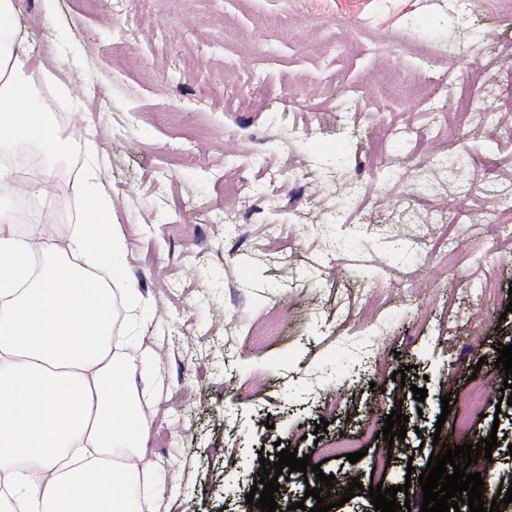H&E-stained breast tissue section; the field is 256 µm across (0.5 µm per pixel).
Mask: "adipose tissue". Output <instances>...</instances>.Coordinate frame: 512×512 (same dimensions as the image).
<instances>
[{"label":"adipose tissue","mask_w":512,"mask_h":512,"mask_svg":"<svg viewBox=\"0 0 512 512\" xmlns=\"http://www.w3.org/2000/svg\"><path fill=\"white\" fill-rule=\"evenodd\" d=\"M42 71L16 0H0V512H148L168 491L143 448L151 417L134 369L149 352L113 342H138L139 300L118 263L111 287L97 277L127 252L112 197L96 174L71 183L96 221L71 225L61 247L15 226L12 200L42 199L57 163L94 147L60 135Z\"/></svg>","instance_id":"1"}]
</instances>
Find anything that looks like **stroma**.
<instances>
[{
  "instance_id": "obj_1",
  "label": "stroma",
  "mask_w": 512,
  "mask_h": 512,
  "mask_svg": "<svg viewBox=\"0 0 512 512\" xmlns=\"http://www.w3.org/2000/svg\"><path fill=\"white\" fill-rule=\"evenodd\" d=\"M112 4L20 0L44 69L71 90L59 97L41 81L38 93L94 141L93 158L58 163L57 181L97 168L126 235L152 350L137 377L159 400L145 450L174 476L158 512H243L260 460L275 462L282 448L311 453L316 439L361 434L367 417L395 409L409 417L405 439L374 438L358 462L322 463L340 489L394 486L420 512L434 436L454 447L493 434L491 459L469 470L506 492L512 408L497 407L505 373L495 361L498 344L512 343V248L494 236L499 218L475 161L493 156L512 188V132L482 128L475 111L444 125L422 98L389 104L378 91L397 70L444 85L442 109L474 90L484 105L512 110V52L493 51L512 42V9L503 0H475L463 15L452 0H129L133 31L122 45ZM490 27L494 37L475 48L472 32ZM387 41L399 44L396 56H385ZM425 54L438 59L429 75L416 65ZM339 82L361 92L349 119L329 98ZM297 97L301 112L287 116ZM399 129L412 132L400 179L368 163L326 179L325 160L350 146L368 151L373 139L391 153ZM441 156L464 162L452 182L429 169ZM431 210L447 213L460 246L410 264L396 240L433 233ZM226 211L239 216L229 230L211 219ZM338 212L347 223H331ZM282 231L295 239L291 251ZM477 279L492 285L490 298L472 294ZM271 310L282 334L262 344L247 330ZM400 369L401 382L392 377ZM475 377L488 382L478 414L465 402ZM385 447L393 464L380 477L371 461Z\"/></svg>"
}]
</instances>
